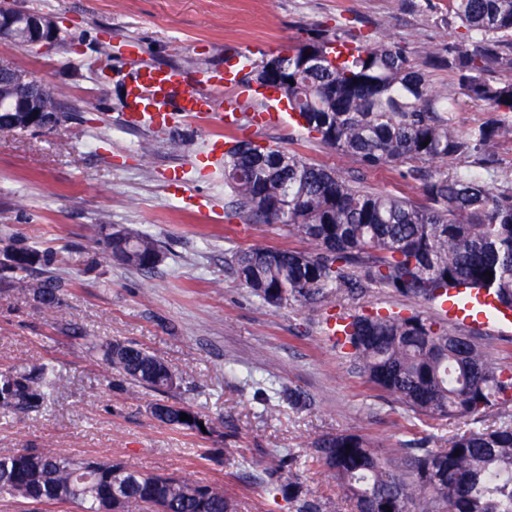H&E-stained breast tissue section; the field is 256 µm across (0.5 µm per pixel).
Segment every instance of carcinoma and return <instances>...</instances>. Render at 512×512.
Segmentation results:
<instances>
[{
    "mask_svg": "<svg viewBox=\"0 0 512 512\" xmlns=\"http://www.w3.org/2000/svg\"><path fill=\"white\" fill-rule=\"evenodd\" d=\"M448 11L465 29L461 39L435 49L427 66L445 69L464 98L494 116L462 132L448 113L461 99L434 86L397 42L357 45L339 29L316 32L271 54L245 81L286 99L297 125L366 170L405 164L402 176L420 184L423 205L405 196L373 192L336 169L264 146L233 140L224 152V187L231 208L247 221L278 224L308 240L312 251L263 243L237 251L231 262L263 304L303 306L345 292L351 298L386 288L410 303L436 304L457 288L494 294L512 309V186L492 189L483 175L441 172L437 162L475 158L479 164L512 135V0H449ZM35 80L22 62L0 73V126L15 91ZM65 92L39 82L38 99L49 112L63 109ZM427 146H422L423 142ZM127 254L105 243V254L151 272L159 241L129 230ZM0 269V292L31 293L47 309L62 301L67 285L29 272L54 261L53 253L21 242ZM493 273V277L485 273ZM336 347L357 373L425 420L468 418L476 426L453 435L446 448L419 440L411 448H382L362 435L341 432L313 443L328 476L354 512H512V421L486 424L512 407V365L489 358L460 327L421 311L340 315ZM119 381L150 391L151 415L173 430L223 427L220 416L171 402L180 379L157 355L125 341L89 340ZM67 378L51 363L0 368V412L30 414L48 408ZM185 413L190 419L180 420ZM272 489L296 512H324L297 480L271 478ZM0 498L29 504L70 503L76 512H237L233 496L217 484L133 470L109 459L36 449L0 455Z\"/></svg>",
    "mask_w": 512,
    "mask_h": 512,
    "instance_id": "carcinoma-1",
    "label": "carcinoma"
}]
</instances>
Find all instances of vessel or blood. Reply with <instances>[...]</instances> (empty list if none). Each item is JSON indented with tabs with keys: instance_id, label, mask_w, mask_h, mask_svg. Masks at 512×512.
Segmentation results:
<instances>
[{
	"instance_id": "obj_1",
	"label": "vessel or blood",
	"mask_w": 512,
	"mask_h": 512,
	"mask_svg": "<svg viewBox=\"0 0 512 512\" xmlns=\"http://www.w3.org/2000/svg\"><path fill=\"white\" fill-rule=\"evenodd\" d=\"M127 116L131 123L156 129L184 118L196 123L234 126L248 94L232 68L214 67L188 77L178 68L141 65L125 81ZM442 314L456 324L477 317L512 327V312L498 306L493 295L449 297Z\"/></svg>"
}]
</instances>
